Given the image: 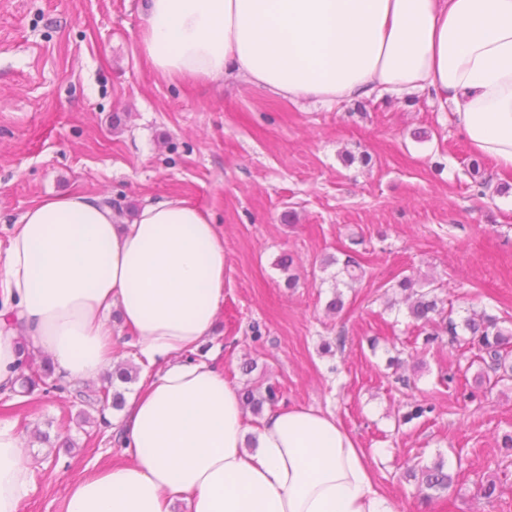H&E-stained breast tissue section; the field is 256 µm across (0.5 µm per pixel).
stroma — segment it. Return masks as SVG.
<instances>
[{
	"label": "stroma",
	"mask_w": 512,
	"mask_h": 512,
	"mask_svg": "<svg viewBox=\"0 0 512 512\" xmlns=\"http://www.w3.org/2000/svg\"><path fill=\"white\" fill-rule=\"evenodd\" d=\"M144 26L141 0H0V249L47 196H103L122 224L185 199L220 225L228 260L197 359L235 387L274 386L278 407L336 415L396 512H512V385L478 386L474 347L417 342L395 287L431 283L457 315L484 309L511 329L512 170L478 158L425 93L296 104L163 77L142 57ZM350 254L361 276L335 286ZM419 403L433 412L407 420ZM117 416L0 394V419L30 439L23 512H65L73 481L128 463ZM438 460L454 482L428 502L405 471Z\"/></svg>",
	"instance_id": "obj_1"
}]
</instances>
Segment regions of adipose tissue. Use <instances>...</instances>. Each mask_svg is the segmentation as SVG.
<instances>
[{
	"label": "adipose tissue",
	"mask_w": 512,
	"mask_h": 512,
	"mask_svg": "<svg viewBox=\"0 0 512 512\" xmlns=\"http://www.w3.org/2000/svg\"><path fill=\"white\" fill-rule=\"evenodd\" d=\"M141 52L185 81L235 78L325 104L433 95L474 151L512 169V0H144ZM227 257L218 225L177 197L129 224L101 197L35 203L0 254V390L16 338L54 373L114 369L112 321L145 372L118 428L129 464L73 482L66 512H394L333 413L292 406L249 428L236 387L185 361L212 335ZM25 438L0 420V512H22Z\"/></svg>",
	"instance_id": "adipose-tissue-1"
}]
</instances>
